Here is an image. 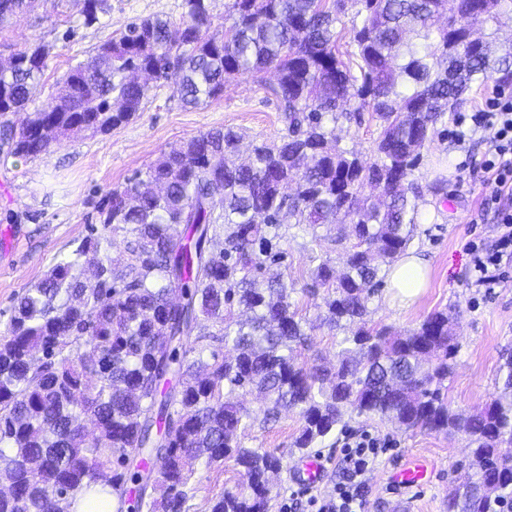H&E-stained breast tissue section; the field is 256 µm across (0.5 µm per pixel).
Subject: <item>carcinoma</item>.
<instances>
[{
    "mask_svg": "<svg viewBox=\"0 0 512 512\" xmlns=\"http://www.w3.org/2000/svg\"><path fill=\"white\" fill-rule=\"evenodd\" d=\"M350 61L336 47L343 0H233L232 23L214 27L208 0H183L175 26L159 17L128 25L73 67L57 93L20 124L35 102L48 50L23 47L0 67V155L38 156L69 134L106 132L140 111L147 90L133 71L158 80L179 72L175 91L196 107L246 72L272 71L285 132L236 159L241 135L217 128L176 142L146 178L112 190L100 223L129 236L116 263L104 234L82 240L12 304L0 341V512H74L76 495L110 489L126 512H187L198 468L232 458L242 484L210 512H266L269 474L281 459L247 448L239 431L255 420L239 401L268 398L263 422L295 411L292 447L306 452L357 414L407 429L467 437L477 478L448 497V512H505L512 505V350L502 353L493 400L458 413L443 393L459 345L446 312L404 335L368 325L380 267L408 247L420 191L422 150L446 112L474 84H512V53L474 37L489 20L512 19V0H354ZM28 0H0V21ZM108 0H83L90 26ZM356 62L359 74L352 72ZM379 121L369 161L340 146L336 125L361 111ZM221 193L215 213L211 195ZM285 224L336 225L349 237L342 268L322 260L312 279L328 294L322 322L353 326L336 365L306 369L308 344L287 285L262 278ZM98 271L87 279L78 268ZM246 310L233 320L234 306ZM232 346L227 358L223 349ZM96 425L90 436L85 420Z\"/></svg>",
    "mask_w": 512,
    "mask_h": 512,
    "instance_id": "carcinoma-1",
    "label": "carcinoma"
}]
</instances>
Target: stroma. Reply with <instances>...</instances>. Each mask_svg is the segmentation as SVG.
Listing matches in <instances>:
<instances>
[{"label": "stroma", "instance_id": "35a3bbf8", "mask_svg": "<svg viewBox=\"0 0 512 512\" xmlns=\"http://www.w3.org/2000/svg\"><path fill=\"white\" fill-rule=\"evenodd\" d=\"M110 10L94 25L84 23L82 0H34L20 17L0 23V54L10 55L27 44L48 46L38 100L54 94L70 68L86 61L95 47L121 32L136 19L160 17L179 23L183 0H109ZM486 91L476 85L464 95L456 112L447 113L436 127L432 142L414 174L422 196L414 238L410 244L429 265L428 285L410 307L390 299L381 288L369 303V320L406 332L432 312L445 311L453 320L459 343L456 369L448 383V403L457 412L471 413L493 398L495 379L505 348L512 347V276L488 292L473 287L471 256L466 243L473 238L492 243L497 227L479 219L485 195L480 182L463 178L461 164L469 154H481L487 135L477 132L467 148H460L450 132L456 116H470ZM233 128L243 134L242 152L252 145L276 140L284 127L275 102L263 82L244 74L222 96L196 106H184L170 79L151 81L140 112L106 133H73L48 154L0 160V229L10 230L8 248L0 247V337L6 336L14 298L40 282L52 267L89 236L99 219L93 208L112 189L145 177L161 152L176 141L215 128ZM336 227H289L281 242L282 259L268 265L291 287L290 301L303 322L310 324L311 345L298 351L304 367L336 361L339 337L317 323L324 289L312 286L314 259L341 265L342 250L330 247ZM301 426L296 412L282 413L277 422L254 424L241 435L244 446L279 456L282 468L271 477L269 512H280L284 498L300 492L295 470L303 457L291 443ZM346 431L370 430L395 442L367 481V512H447L449 494L467 477L470 450L461 434L405 430L394 423L351 415ZM425 459L429 482L419 487L394 485L393 474L409 460ZM233 459L200 470L188 502V512H209L224 490L241 483Z\"/></svg>", "mask_w": 512, "mask_h": 512}]
</instances>
